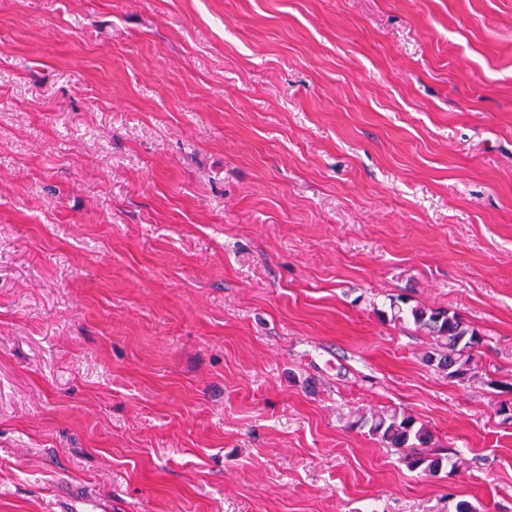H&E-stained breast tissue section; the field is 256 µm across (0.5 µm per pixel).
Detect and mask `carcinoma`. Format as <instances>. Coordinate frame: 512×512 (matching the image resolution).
I'll return each instance as SVG.
<instances>
[{"mask_svg": "<svg viewBox=\"0 0 512 512\" xmlns=\"http://www.w3.org/2000/svg\"><path fill=\"white\" fill-rule=\"evenodd\" d=\"M410 316L419 330L431 338L423 361L446 373L448 378L464 382L475 376L474 354L484 343V337L456 313L447 309L414 307ZM368 434L385 448H394L402 455L407 467L413 471L436 473L443 461L450 470L460 467L451 456L441 457L442 449H432V436L427 426L403 411L385 410L363 419Z\"/></svg>", "mask_w": 512, "mask_h": 512, "instance_id": "1", "label": "carcinoma"}]
</instances>
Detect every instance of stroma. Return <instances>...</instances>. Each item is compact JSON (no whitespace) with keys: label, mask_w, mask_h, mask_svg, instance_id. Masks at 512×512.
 <instances>
[{"label":"stroma","mask_w":512,"mask_h":512,"mask_svg":"<svg viewBox=\"0 0 512 512\" xmlns=\"http://www.w3.org/2000/svg\"><path fill=\"white\" fill-rule=\"evenodd\" d=\"M502 401L512 0H0V512H512ZM410 316L432 341L423 355L425 363L458 382L469 381L475 376L473 351L484 343L478 330L448 309L414 307L410 309ZM363 424L368 426V434L385 448H395L410 470L423 473H436L442 467L443 459H447L450 471L460 467L457 459L451 456L442 457L445 448H428L432 441L427 426L405 411L397 409L373 413L364 418ZM60 512H112V502L92 494L63 493Z\"/></svg>","instance_id":"stroma-1"}]
</instances>
